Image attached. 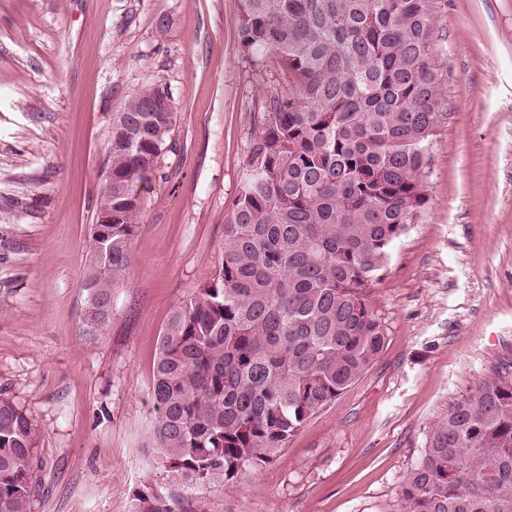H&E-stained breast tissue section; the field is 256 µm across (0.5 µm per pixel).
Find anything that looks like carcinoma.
<instances>
[{
    "label": "carcinoma",
    "instance_id": "cac0c4a2",
    "mask_svg": "<svg viewBox=\"0 0 512 512\" xmlns=\"http://www.w3.org/2000/svg\"><path fill=\"white\" fill-rule=\"evenodd\" d=\"M433 0H239V50L276 59L288 92L265 122L224 224L221 265L163 328L132 512H176L180 490L232 487L269 464L357 382L386 331L369 302L389 250L427 202L428 141L448 119ZM165 89L112 116V187L93 224L83 325L106 333L175 116ZM35 427L0 396V512H29ZM391 512H512V379L494 370L449 403Z\"/></svg>",
    "mask_w": 512,
    "mask_h": 512
}]
</instances>
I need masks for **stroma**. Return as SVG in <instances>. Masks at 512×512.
Listing matches in <instances>:
<instances>
[{
  "instance_id": "1",
  "label": "stroma",
  "mask_w": 512,
  "mask_h": 512,
  "mask_svg": "<svg viewBox=\"0 0 512 512\" xmlns=\"http://www.w3.org/2000/svg\"><path fill=\"white\" fill-rule=\"evenodd\" d=\"M448 118L428 201L370 293L373 366L275 459L183 512H386L440 410L512 377V0H435ZM238 0H0V394L36 428L30 512H130L170 313L218 272L262 101L288 85L239 52ZM175 112L105 335L80 288L114 112L136 90Z\"/></svg>"
}]
</instances>
